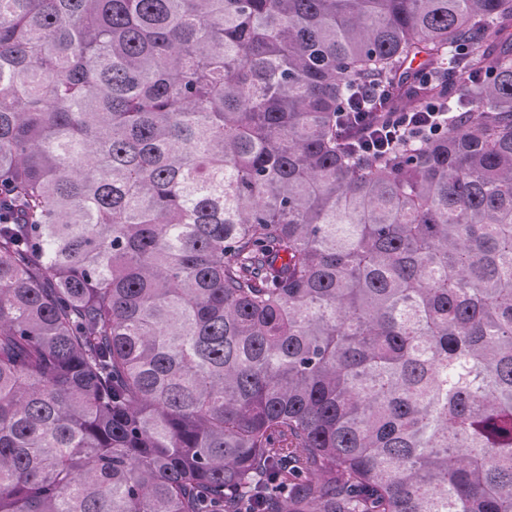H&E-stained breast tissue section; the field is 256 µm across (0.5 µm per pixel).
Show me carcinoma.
I'll return each instance as SVG.
<instances>
[{"instance_id": "carcinoma-1", "label": "carcinoma", "mask_w": 512, "mask_h": 512, "mask_svg": "<svg viewBox=\"0 0 512 512\" xmlns=\"http://www.w3.org/2000/svg\"><path fill=\"white\" fill-rule=\"evenodd\" d=\"M0 512H512V0H0ZM357 107L353 112H341L342 123L354 136V141L359 149L366 152L384 150L394 141L400 130L415 131L429 128L430 133H438L443 130L439 123L440 117L447 113L433 112L429 107L427 112H388L381 123L374 122L371 112L379 98V87L373 82L360 84L353 94Z\"/></svg>"}]
</instances>
